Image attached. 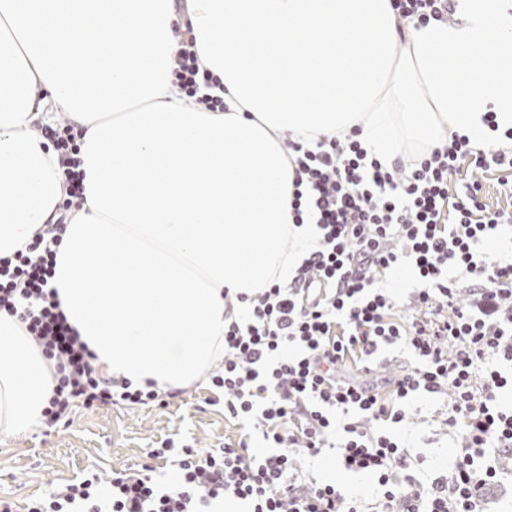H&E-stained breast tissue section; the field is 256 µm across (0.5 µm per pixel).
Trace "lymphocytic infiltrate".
<instances>
[{
    "label": "lymphocytic infiltrate",
    "mask_w": 512,
    "mask_h": 512,
    "mask_svg": "<svg viewBox=\"0 0 512 512\" xmlns=\"http://www.w3.org/2000/svg\"><path fill=\"white\" fill-rule=\"evenodd\" d=\"M402 25L447 22L451 0H392ZM172 88L220 112L224 100L200 96L211 77L189 32H182ZM58 156L65 194L54 223L26 250L0 260V312L20 313L55 362L47 425L73 409L167 406L176 391L135 388L103 375L60 310L48 284L57 248L84 193L78 167L82 130L70 121L42 128ZM294 218L313 214L320 235L291 281L257 292L224 328V357L209 376L224 415L253 428L249 439L201 451L184 448L177 484L152 466L102 477L89 472L26 512H207L237 499L248 512H487L486 491L512 484V212L483 201V174L512 170V127L483 146L451 133L446 145L406 163L385 165L354 134L293 137ZM467 178L450 192L459 172ZM409 268L416 286L401 300L392 273ZM408 359L384 373L380 350ZM421 397L446 400L444 423L457 448L443 466H425L380 422L405 421ZM332 448L347 471L375 484L366 495L333 483L304 481L303 460Z\"/></svg>",
    "instance_id": "obj_1"
}]
</instances>
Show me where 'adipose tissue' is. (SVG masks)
Here are the masks:
<instances>
[{
  "label": "adipose tissue",
  "instance_id": "adipose-tissue-1",
  "mask_svg": "<svg viewBox=\"0 0 512 512\" xmlns=\"http://www.w3.org/2000/svg\"><path fill=\"white\" fill-rule=\"evenodd\" d=\"M191 28L225 111L176 95ZM84 133V203L51 286L96 365L132 386L205 384L226 315L285 281L319 230L294 223L282 136L349 133L393 163L450 132L512 126V6L456 0L454 22L398 32L391 0H0V257L25 250L64 189L35 133ZM53 365L0 313V435L41 427Z\"/></svg>",
  "mask_w": 512,
  "mask_h": 512
}]
</instances>
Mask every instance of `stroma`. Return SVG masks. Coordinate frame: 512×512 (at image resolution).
Here are the masks:
<instances>
[{
  "instance_id": "stroma-1",
  "label": "stroma",
  "mask_w": 512,
  "mask_h": 512,
  "mask_svg": "<svg viewBox=\"0 0 512 512\" xmlns=\"http://www.w3.org/2000/svg\"><path fill=\"white\" fill-rule=\"evenodd\" d=\"M211 386L185 388L168 407H76L65 422L24 436H0V499L25 512L27 502L53 487L78 479L87 471L104 474L150 463L160 480L172 472L170 458H149L151 449L173 444L199 450L238 439L241 428L224 416ZM392 433L437 464L453 454V440L427 409Z\"/></svg>"
}]
</instances>
